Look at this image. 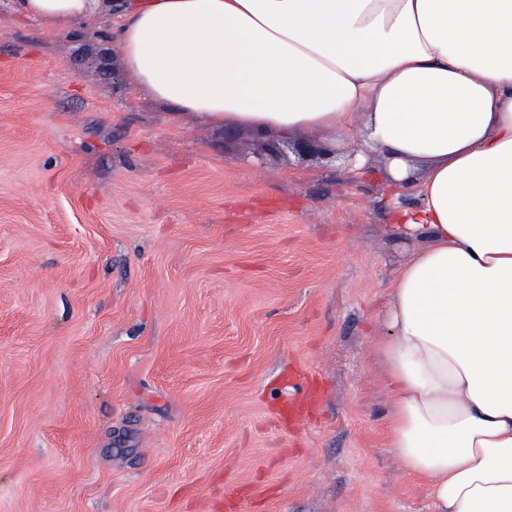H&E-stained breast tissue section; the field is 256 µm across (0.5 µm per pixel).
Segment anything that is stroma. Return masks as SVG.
Returning a JSON list of instances; mask_svg holds the SVG:
<instances>
[{
    "mask_svg": "<svg viewBox=\"0 0 512 512\" xmlns=\"http://www.w3.org/2000/svg\"><path fill=\"white\" fill-rule=\"evenodd\" d=\"M132 84L0 0V512H431L373 347L416 197Z\"/></svg>",
    "mask_w": 512,
    "mask_h": 512,
    "instance_id": "1",
    "label": "stroma"
}]
</instances>
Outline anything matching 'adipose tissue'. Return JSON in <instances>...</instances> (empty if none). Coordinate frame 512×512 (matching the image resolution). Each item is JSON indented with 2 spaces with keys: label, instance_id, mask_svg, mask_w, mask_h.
<instances>
[{
  "label": "adipose tissue",
  "instance_id": "adipose-tissue-1",
  "mask_svg": "<svg viewBox=\"0 0 512 512\" xmlns=\"http://www.w3.org/2000/svg\"><path fill=\"white\" fill-rule=\"evenodd\" d=\"M47 34L113 17L137 85L198 123L365 132L402 195L374 341L391 446L434 512H512V0H11Z\"/></svg>",
  "mask_w": 512,
  "mask_h": 512
}]
</instances>
